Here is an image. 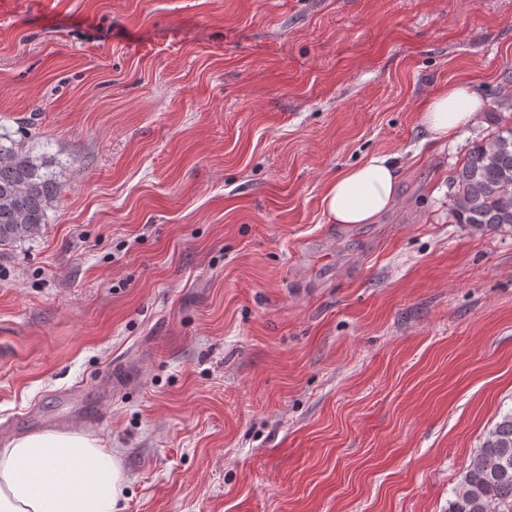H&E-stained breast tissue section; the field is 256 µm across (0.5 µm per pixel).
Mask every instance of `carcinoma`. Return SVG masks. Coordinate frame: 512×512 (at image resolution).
I'll return each instance as SVG.
<instances>
[{
	"mask_svg": "<svg viewBox=\"0 0 512 512\" xmlns=\"http://www.w3.org/2000/svg\"><path fill=\"white\" fill-rule=\"evenodd\" d=\"M455 223L512 232V126L471 146L448 182ZM62 186L44 162L0 133V246L37 236ZM445 512H512V411L488 432Z\"/></svg>",
	"mask_w": 512,
	"mask_h": 512,
	"instance_id": "1",
	"label": "carcinoma"
}]
</instances>
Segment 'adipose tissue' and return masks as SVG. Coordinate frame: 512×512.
Returning <instances> with one entry per match:
<instances>
[{
	"label": "adipose tissue",
	"instance_id": "1",
	"mask_svg": "<svg viewBox=\"0 0 512 512\" xmlns=\"http://www.w3.org/2000/svg\"><path fill=\"white\" fill-rule=\"evenodd\" d=\"M481 95L455 83L427 102L422 123L443 141L476 123ZM397 164L375 155L331 180L323 204L339 224H369L397 201ZM126 482L121 461L93 433L80 428L43 430L0 448V512H119Z\"/></svg>",
	"mask_w": 512,
	"mask_h": 512
}]
</instances>
